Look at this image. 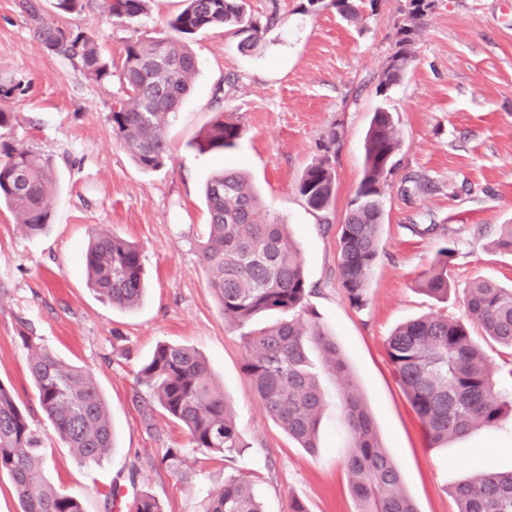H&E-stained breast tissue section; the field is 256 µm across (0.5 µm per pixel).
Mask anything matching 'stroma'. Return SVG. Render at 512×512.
Instances as JSON below:
<instances>
[{
    "mask_svg": "<svg viewBox=\"0 0 512 512\" xmlns=\"http://www.w3.org/2000/svg\"><path fill=\"white\" fill-rule=\"evenodd\" d=\"M47 18L87 32L120 61L132 30L105 13L101 0ZM404 0H377L362 22L340 17L331 0L318 12L306 0H247L253 17L278 6L281 19L257 44L211 30L193 37L198 60L189 95L168 127L173 159L140 169L112 139L108 120L122 95L119 80H89L79 65L41 44L18 0H0V82L19 81L0 127V161L18 148L52 160L58 175L43 234L22 232L16 211L0 208V383L34 414L47 448L45 479L80 499L84 512H129L153 495L164 512H202L225 481L248 480L265 512H357L345 457L350 436L342 381L322 369L324 396L315 451L298 447L260 405L242 371L244 346L227 329L198 244L208 222L203 190L220 167L245 172L267 218L288 224L312 290L309 307L335 342L378 437L397 462L419 512H455L458 483L488 469L512 470V420L479 427L431 447L399 387L386 340L399 324L439 312L465 316L463 295L475 280L512 285V257L494 242L512 224V0H436L403 80L378 92ZM397 120L402 146L384 194L380 253L368 301L351 305L339 277V236L363 174L365 140L378 106ZM235 113L245 133L236 148L199 152L195 144L217 109ZM337 131L336 197L311 210L296 186ZM436 225L437 233L421 229ZM106 225L141 250L148 288L130 311L113 309L87 286L85 247ZM451 247V289L440 300L418 277L440 248ZM87 368L101 388L116 445L100 464L80 462L40 413L22 337ZM194 347L209 360L247 445L230 461L192 448L188 433L136 382L140 364L161 343ZM181 449V471L160 465Z\"/></svg>",
    "mask_w": 512,
    "mask_h": 512,
    "instance_id": "obj_1",
    "label": "stroma"
}]
</instances>
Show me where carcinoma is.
<instances>
[{"label":"carcinoma","mask_w":512,"mask_h":512,"mask_svg":"<svg viewBox=\"0 0 512 512\" xmlns=\"http://www.w3.org/2000/svg\"><path fill=\"white\" fill-rule=\"evenodd\" d=\"M185 7L155 36L132 35L124 44L119 73L114 63L84 32L73 33L45 17L40 0H19L38 40L50 51L81 66L95 82L119 78L123 95L112 107L113 139L147 171L172 160L169 118L189 93L197 60L188 40L200 31L224 29L242 36L249 47L259 33L279 19L277 3L259 20L247 15L246 0H184ZM346 21L363 20L358 0H333ZM108 15L132 25L146 11L147 0H105ZM434 0H405L394 24L391 62L379 75L384 93L404 77L413 47ZM20 82L0 83V126L12 118L6 104L23 96ZM243 133L232 115L216 112L203 130L199 151L236 147ZM338 136L329 133L323 156L303 173L298 193L318 212L330 208L336 195L332 149ZM402 146L393 113L383 108L372 118L363 177L350 200L340 230L339 274L351 304L362 307L380 248L383 197L388 175ZM57 174L50 161L29 149L10 152L0 162V205L23 217L22 231L34 236L48 224ZM208 213L201 264L210 272L224 325L239 333L245 348L242 371L252 383L268 415L299 447L317 448L322 393L309 367L306 345L319 344L325 366L344 379L341 404L352 435L345 466L352 476L358 512H418L402 486L401 471L380 445L369 411L347 380L336 344L311 319L312 289L287 225L263 215L260 200L245 176L225 169L213 173L204 189ZM453 250L443 247L421 287L444 299L451 288L448 266ZM89 286L102 300L132 309L144 290L139 247L101 226L86 250ZM467 317L484 335L512 350V287L478 279L464 291ZM276 312L273 325L253 327L254 317ZM30 350L27 368L38 406L58 438L81 461L98 463L113 448L112 422L91 372L61 360L52 351L21 337ZM387 353L398 384L425 428L431 445L441 447L472 429L492 427L512 412V394L494 381L492 361L461 320L430 313L395 329ZM137 382L173 420L188 431L189 443L204 453L232 458L244 443L224 392L214 382L206 358L196 349L176 343L157 346L137 371ZM183 463L179 448L164 450L160 464L175 471ZM42 436L30 414L0 383V471L9 472L21 512H83L81 501L48 483ZM457 512H512V471L488 470L459 484L454 491ZM129 512H163L145 493ZM204 512H262L247 480L224 483Z\"/></svg>","instance_id":"1"}]
</instances>
